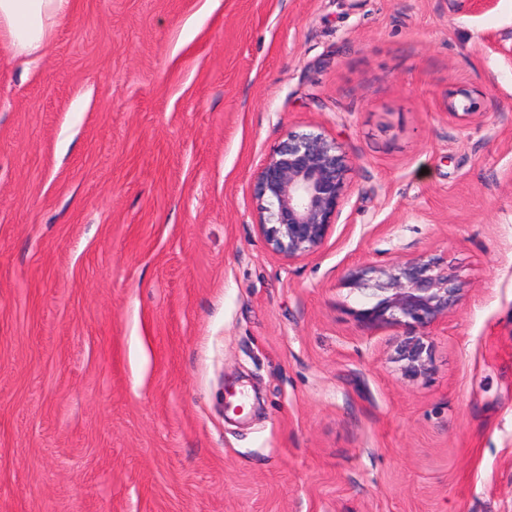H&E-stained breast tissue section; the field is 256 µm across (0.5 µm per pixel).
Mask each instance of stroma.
Returning a JSON list of instances; mask_svg holds the SVG:
<instances>
[{
  "instance_id": "1",
  "label": "stroma",
  "mask_w": 512,
  "mask_h": 512,
  "mask_svg": "<svg viewBox=\"0 0 512 512\" xmlns=\"http://www.w3.org/2000/svg\"><path fill=\"white\" fill-rule=\"evenodd\" d=\"M301 131L352 171L290 261L254 182ZM420 256L463 294L410 377L344 279ZM0 512H512V0H76L0 42Z\"/></svg>"
}]
</instances>
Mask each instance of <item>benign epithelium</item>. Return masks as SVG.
Returning <instances> with one entry per match:
<instances>
[{
	"label": "benign epithelium",
	"mask_w": 512,
	"mask_h": 512,
	"mask_svg": "<svg viewBox=\"0 0 512 512\" xmlns=\"http://www.w3.org/2000/svg\"><path fill=\"white\" fill-rule=\"evenodd\" d=\"M351 167L336 142L322 133L292 132L256 176L259 230L268 249L288 260L315 253L335 224L349 187ZM345 285L369 299L357 311L371 327H402L398 358L406 373H426L425 347L413 332L448 317L461 300V285L439 258H411L359 267Z\"/></svg>",
	"instance_id": "benign-epithelium-1"
}]
</instances>
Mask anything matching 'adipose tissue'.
Masks as SVG:
<instances>
[{"label": "adipose tissue", "mask_w": 512, "mask_h": 512, "mask_svg": "<svg viewBox=\"0 0 512 512\" xmlns=\"http://www.w3.org/2000/svg\"><path fill=\"white\" fill-rule=\"evenodd\" d=\"M74 0H0V41L21 55H40Z\"/></svg>", "instance_id": "1"}]
</instances>
